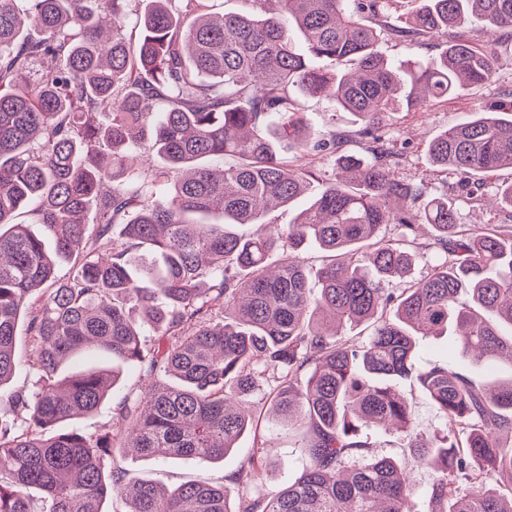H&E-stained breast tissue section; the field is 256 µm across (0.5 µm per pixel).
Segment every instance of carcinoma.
<instances>
[{
  "instance_id": "carcinoma-1",
  "label": "carcinoma",
  "mask_w": 512,
  "mask_h": 512,
  "mask_svg": "<svg viewBox=\"0 0 512 512\" xmlns=\"http://www.w3.org/2000/svg\"><path fill=\"white\" fill-rule=\"evenodd\" d=\"M132 2L0 0V392L23 366L36 378L11 393L22 423L0 420V512H33V491L38 512H107L111 497L128 512H416L406 473L370 453L373 425L434 470L427 512H512V379L477 387L446 358L415 369L416 339L450 326L467 353L512 361V225L462 224L447 191L397 179L384 128L399 101L488 81L499 51L462 29L512 35V0H417L402 26L392 0H252L255 12L218 15L208 0H150L136 41ZM443 30L447 48L406 69L380 50L384 36L425 48ZM323 94L354 133L312 129L297 96ZM296 151L338 156L336 172ZM426 152L461 175L512 170V101L468 113ZM217 156L234 163L210 166ZM311 192L293 223L264 221ZM22 209L48 238L14 222ZM389 224L398 237L382 235ZM418 224L434 230L426 245ZM311 245L326 263L300 260ZM423 249L440 257L413 280ZM90 343L112 363L70 369ZM127 367L153 383L121 397L112 429L66 428L117 395ZM411 374L450 431L411 428L397 390ZM266 387L306 456L277 494L248 492L264 439L230 487L166 490L112 466L114 448L224 460Z\"/></svg>"
}]
</instances>
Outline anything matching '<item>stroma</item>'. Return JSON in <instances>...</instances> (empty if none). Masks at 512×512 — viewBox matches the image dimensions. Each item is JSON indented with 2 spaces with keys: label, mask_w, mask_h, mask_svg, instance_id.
<instances>
[{
  "label": "stroma",
  "mask_w": 512,
  "mask_h": 512,
  "mask_svg": "<svg viewBox=\"0 0 512 512\" xmlns=\"http://www.w3.org/2000/svg\"><path fill=\"white\" fill-rule=\"evenodd\" d=\"M502 65L484 84L476 88L461 91L455 97L432 101L427 106L414 110L395 106L386 117L387 130L397 142L405 143L404 156L398 168L400 178L414 183H425L431 187H447L449 193L458 200L462 223L465 224H502L504 212L477 205L469 200L468 188H481L493 191L496 184L512 180V171L503 170L491 176L463 179L462 176L434 167L425 154V144L440 131L456 124L468 112L503 98L505 92L512 90V41L503 42L501 47ZM456 339L450 332H443L420 340L418 343V361L425 364L440 358H448L450 364L466 374L476 384L489 386L512 377V363L500 360L489 363L476 359L456 350ZM399 390L408 399L412 418L418 430L430 434L445 426L442 412L427 398L412 379L399 382ZM261 435L277 448L276 455L267 462L259 479L252 485L255 494H272L293 478L306 459L299 448L293 430L281 422H263ZM376 454L386 455L405 463L415 484V507L417 512H426L429 490L433 474L429 469L416 466L409 448L396 435L375 436ZM254 440L252 434H245L238 442L234 453L225 457L222 463L206 468L194 461L170 459L167 461H141L128 455L116 454L115 466L126 470L130 478L141 477L155 481L158 485L169 487L189 480L206 479L213 483L226 482L247 461L252 453Z\"/></svg>",
  "instance_id": "stroma-1"
}]
</instances>
